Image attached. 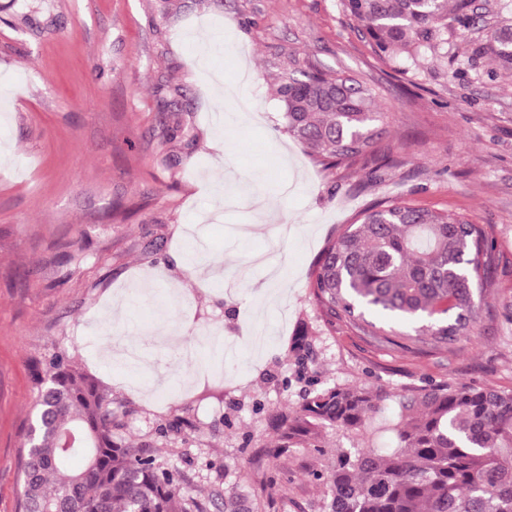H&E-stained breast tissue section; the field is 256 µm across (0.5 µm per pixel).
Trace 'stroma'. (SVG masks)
Segmentation results:
<instances>
[{
  "instance_id": "35a3bbf8",
  "label": "stroma",
  "mask_w": 512,
  "mask_h": 512,
  "mask_svg": "<svg viewBox=\"0 0 512 512\" xmlns=\"http://www.w3.org/2000/svg\"><path fill=\"white\" fill-rule=\"evenodd\" d=\"M468 30L408 72L379 57L341 0H0V512H18V452L36 376L65 355L112 396L122 438L150 443L185 492L224 512L233 486L262 512H324L353 441L274 453L271 415L298 338L323 384L434 381L512 388V72L473 44L512 0H472ZM363 81L381 112L375 161L325 167L289 135L276 74ZM186 135H160L164 80ZM244 193L223 197V184ZM386 201L492 228L481 323L412 352L329 322L310 288L330 238ZM207 261L187 269V238ZM244 400L232 429L229 400ZM189 418L193 430L159 434ZM278 466L285 486H270Z\"/></svg>"
}]
</instances>
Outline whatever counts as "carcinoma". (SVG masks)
<instances>
[{
	"instance_id": "cac0c4a2",
	"label": "carcinoma",
	"mask_w": 512,
	"mask_h": 512,
	"mask_svg": "<svg viewBox=\"0 0 512 512\" xmlns=\"http://www.w3.org/2000/svg\"><path fill=\"white\" fill-rule=\"evenodd\" d=\"M375 51L415 66L470 27L469 0H342ZM512 71V23L474 51ZM288 133L328 167L371 156L381 137L372 91L319 71L275 77ZM496 240L448 211L393 203L365 212L323 249L311 288L318 306L371 338L392 342L366 317L420 323L398 346L447 347L480 320L477 293L492 286ZM112 398L62 358L47 370L21 455L20 512H203L182 473L149 445L126 442ZM283 447L320 450L323 432L361 441L338 448L327 472L326 512H512V389L429 382L394 390L322 386L305 379L300 401L278 415ZM224 512H254L235 490Z\"/></svg>"
}]
</instances>
